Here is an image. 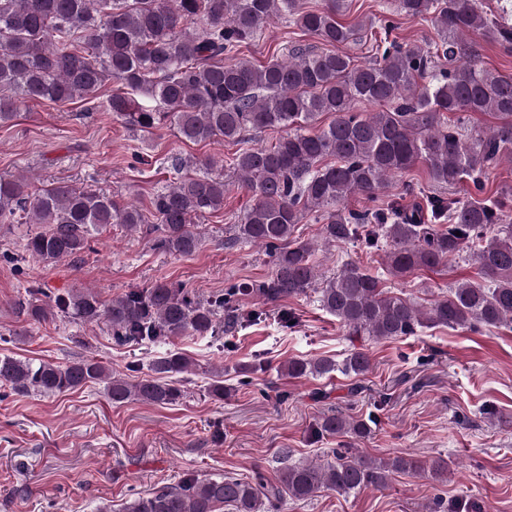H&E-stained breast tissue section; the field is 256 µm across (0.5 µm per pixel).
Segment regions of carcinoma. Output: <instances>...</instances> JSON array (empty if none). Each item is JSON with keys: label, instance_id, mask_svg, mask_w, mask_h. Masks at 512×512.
<instances>
[{"label": "carcinoma", "instance_id": "cac0c4a2", "mask_svg": "<svg viewBox=\"0 0 512 512\" xmlns=\"http://www.w3.org/2000/svg\"><path fill=\"white\" fill-rule=\"evenodd\" d=\"M344 3L324 0L319 9L304 10L300 0H0V125L15 117L20 103L93 102L112 83L106 109L135 131L170 126L187 142L238 145L252 131L286 130L274 144L242 147L225 161L175 159L179 177L152 198L151 224L143 209L95 189L57 184L33 190L24 177L1 176L0 224L45 225L27 235L22 251L57 262L80 256L114 224L152 236L161 252H195L193 224L224 209L227 168L252 197L232 242L265 249L274 266L270 278L234 284L206 303L168 282L109 302L90 288H36L18 302L19 313L38 323L55 315L103 323L122 345L164 344L187 333L215 336L260 318V311L240 312L232 303L236 295L275 304L314 290L352 339H396L433 325L472 331L512 325V190L478 200L487 171L512 156V75L483 67L479 46L467 39L479 32L512 52V16L484 12L483 0H396L406 16H432L431 43L395 40L366 63L306 44L264 65L238 57L275 18L323 45L352 44L354 30L340 20ZM361 101L377 110L354 111ZM465 112H493L499 123L487 133L467 129ZM324 114L333 116L327 127L309 131ZM418 163L434 184L470 182L477 199L434 194L424 213L396 202L372 210L346 205L353 194L374 197ZM186 168L191 173H183ZM310 213L323 221L325 243L382 251L394 277L434 271L466 254L479 280L456 282L421 308L351 260L324 277L312 262L313 244L295 236ZM191 367L189 358L171 351L153 360V378L130 382L95 359L61 365L1 356L0 388L55 395L103 382L116 405H170L184 395L172 377ZM371 367L367 349L354 347L340 361L292 359L285 371L294 378L360 377ZM320 431L364 438L371 427L333 413L322 418ZM426 468L441 480L448 462L438 458L426 467L412 457L350 453L336 462L290 464L285 450L274 481L260 472L251 480L187 474L134 497L124 512H216L223 504L236 512H277L287 497L307 500L324 489L380 491L393 473Z\"/></svg>", "mask_w": 512, "mask_h": 512}]
</instances>
